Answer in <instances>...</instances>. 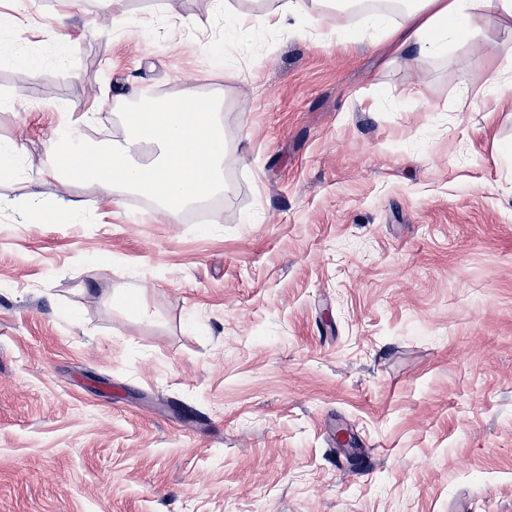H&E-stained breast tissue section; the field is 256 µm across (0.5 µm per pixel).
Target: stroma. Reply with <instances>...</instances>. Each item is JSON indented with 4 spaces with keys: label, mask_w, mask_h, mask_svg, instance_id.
<instances>
[{
    "label": "stroma",
    "mask_w": 512,
    "mask_h": 512,
    "mask_svg": "<svg viewBox=\"0 0 512 512\" xmlns=\"http://www.w3.org/2000/svg\"><path fill=\"white\" fill-rule=\"evenodd\" d=\"M98 9L0 0V142L24 148L0 180V512H512L495 57L418 67L355 17L327 18L339 44L225 38L212 0ZM147 87L222 95L224 194L158 224L78 181L82 222L53 223L50 128L92 112L109 145L106 103Z\"/></svg>",
    "instance_id": "35a3bbf8"
}]
</instances>
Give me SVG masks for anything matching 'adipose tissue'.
<instances>
[{
    "mask_svg": "<svg viewBox=\"0 0 512 512\" xmlns=\"http://www.w3.org/2000/svg\"><path fill=\"white\" fill-rule=\"evenodd\" d=\"M397 11L367 12L369 25L392 40L394 56H405L418 64L447 49L461 55L495 47L498 64L489 78L488 90L502 100L512 99V46L492 45L494 22L512 19V0H397ZM361 0H322L314 12L287 4L268 13L254 15L226 7L222 9L226 32L243 27L276 28L292 24L301 36L319 30L329 12L344 16L357 11ZM220 98L198 100L192 96L171 99L159 111L143 112L137 123L127 125L123 141L101 153L89 164L75 155L67 168L45 166L44 175L60 187L53 217L61 223L83 218L81 205L70 199L73 182H92L101 200L111 201L121 190L145 193L156 202L155 215L173 220L188 207L208 201L224 191V125Z\"/></svg>",
    "mask_w": 512,
    "mask_h": 512,
    "instance_id": "ef3b65f1",
    "label": "adipose tissue"
}]
</instances>
